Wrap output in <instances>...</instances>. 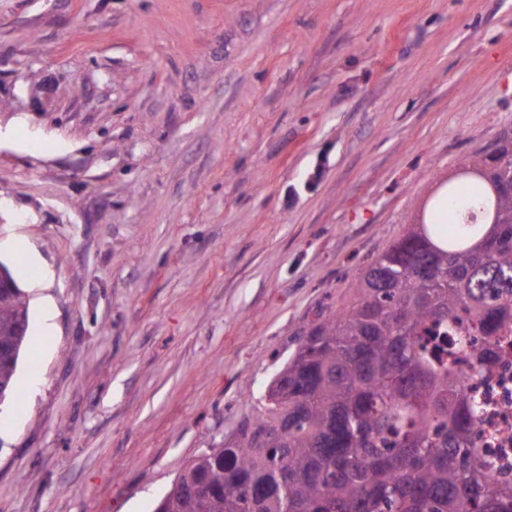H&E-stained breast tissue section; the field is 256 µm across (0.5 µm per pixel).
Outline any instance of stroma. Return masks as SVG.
<instances>
[{
	"instance_id": "1",
	"label": "stroma",
	"mask_w": 512,
	"mask_h": 512,
	"mask_svg": "<svg viewBox=\"0 0 512 512\" xmlns=\"http://www.w3.org/2000/svg\"><path fill=\"white\" fill-rule=\"evenodd\" d=\"M506 131L512 0H0V512H154ZM2 264L0 263V268L6 272L16 288H0V348L3 350L0 354V402L13 391L20 352L27 338L28 304L18 282L22 278L34 277L28 272V267L21 265L17 269H11ZM3 270L0 273V287L10 286ZM21 324H24L21 334H15V329Z\"/></svg>"
}]
</instances>
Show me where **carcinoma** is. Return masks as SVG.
I'll return each instance as SVG.
<instances>
[{
  "mask_svg": "<svg viewBox=\"0 0 512 512\" xmlns=\"http://www.w3.org/2000/svg\"><path fill=\"white\" fill-rule=\"evenodd\" d=\"M512 328V134L448 182V215L377 256L318 315L233 440L195 456L156 512H512V480L473 443L483 404L421 344L427 323ZM29 323L0 288V401Z\"/></svg>",
  "mask_w": 512,
  "mask_h": 512,
  "instance_id": "obj_1",
  "label": "carcinoma"
}]
</instances>
